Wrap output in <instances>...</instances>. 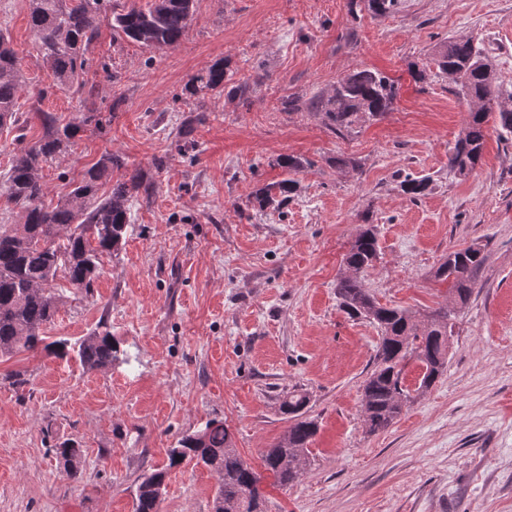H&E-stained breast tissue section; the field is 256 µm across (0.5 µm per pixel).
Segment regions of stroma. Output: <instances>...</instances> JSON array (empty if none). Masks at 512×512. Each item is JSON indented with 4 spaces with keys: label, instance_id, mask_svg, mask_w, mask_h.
I'll return each mask as SVG.
<instances>
[{
    "label": "stroma",
    "instance_id": "1",
    "mask_svg": "<svg viewBox=\"0 0 512 512\" xmlns=\"http://www.w3.org/2000/svg\"><path fill=\"white\" fill-rule=\"evenodd\" d=\"M0 32L21 64L26 118L23 130H0V173L41 139L36 110L71 121L98 108L112 115L105 133L85 130L43 167L47 200L108 150L123 161L114 178L138 170L151 185L129 202L124 246L90 292L67 293L46 330L75 340L103 327L128 362L89 371L43 351L0 357V512H134L139 475L166 467L177 439L210 420L260 466L288 430L280 403L294 390L308 393L319 426L311 465L288 487L264 475L265 512H512V139L488 122L480 164L450 173L470 103L433 62L437 44L475 38L512 91V0H398L383 17L349 0H195L170 49L101 25L81 96L44 63L27 0H0ZM219 59L230 89L184 95ZM366 68L399 93L355 133L282 107ZM244 82L249 93L236 95ZM283 155L310 162L297 193L284 211L252 209L256 186L285 178ZM340 156L359 169H338ZM408 175L431 177L421 198L402 192ZM369 226L380 254L365 286L388 307L450 301L434 278L448 253L479 242L487 254L446 372L371 435L360 395L380 331L336 298L342 257ZM19 370L20 388L9 379ZM69 439L83 450L74 478L54 453ZM219 482L202 466L169 469L162 512H212Z\"/></svg>",
    "mask_w": 512,
    "mask_h": 512
}]
</instances>
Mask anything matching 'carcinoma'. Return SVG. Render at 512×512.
Returning <instances> with one entry per match:
<instances>
[{
	"instance_id": "1",
	"label": "carcinoma",
	"mask_w": 512,
	"mask_h": 512,
	"mask_svg": "<svg viewBox=\"0 0 512 512\" xmlns=\"http://www.w3.org/2000/svg\"><path fill=\"white\" fill-rule=\"evenodd\" d=\"M374 15L390 13L398 0H361ZM194 0H149L145 9L108 12L110 0H28V24L35 34L44 61L61 87L82 88L79 71L88 61L89 49L99 35L101 22L111 23L112 32L145 47L164 49L180 43L191 17ZM437 75L454 84L458 93L476 107L468 113L465 127L448 156V168L467 177L482 158L486 125L495 117L505 135L512 136V108L503 105L505 96L494 74L487 72L488 60L472 38H450L435 47ZM224 60L214 62L205 73L192 78L184 93L200 90L224 91ZM22 89L20 62L0 32V127H16L18 97ZM397 84L377 70L363 69L336 82L331 94L312 103L327 125L340 135L357 125L376 120L392 109L398 96ZM512 101V92L506 95ZM44 134L33 146L16 152L6 173L9 200L19 208L18 224L0 230V356L40 348L62 360L75 359L89 371L112 367L120 349L108 330L95 329L76 341H48L45 328L63 301L58 280L77 290L88 289L98 277L102 258L118 252L129 232V201L133 195L149 193L143 174L112 180V171L122 166L110 152L89 167L72 189L55 203H45L40 172L44 165L61 160L90 127L104 128L109 119L100 112H84L77 122H64L55 114L40 111ZM278 164L288 177L267 184L253 193L261 210L280 209L297 188L294 175L308 161L285 155ZM430 178L405 177L400 186L412 199L424 195ZM107 191H102L103 187ZM379 243L374 228L361 231L343 257L344 272L336 282V297L351 317H363L380 329L375 363L361 391L364 426L369 434L388 429L402 414L411 392L425 393L443 374L448 364V336L453 333L455 309L445 305L428 313L380 305L365 287L363 274L377 258ZM486 261L478 244L448 254L434 278L451 284L459 304L469 301L477 276ZM414 365L419 374L416 388L405 384V369ZM310 402L305 392H291L280 410L292 421L287 436L261 455L262 465L275 483L286 487L308 471L317 434L315 419L307 417ZM54 452L65 473H80L82 450L73 442H62ZM203 465L222 476L213 500V512H264L265 495L261 474L240 455L234 434L222 421H209L204 428L182 436L169 449L165 469H154L138 480L135 512H161L168 470L184 463Z\"/></svg>"
}]
</instances>
